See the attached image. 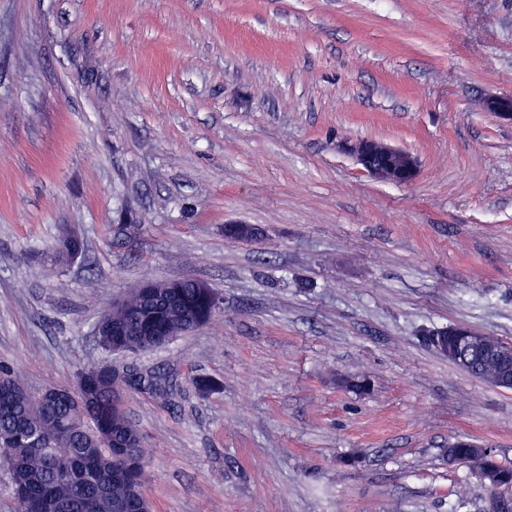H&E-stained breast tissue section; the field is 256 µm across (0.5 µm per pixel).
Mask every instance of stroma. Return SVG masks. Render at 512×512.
<instances>
[{
    "mask_svg": "<svg viewBox=\"0 0 512 512\" xmlns=\"http://www.w3.org/2000/svg\"><path fill=\"white\" fill-rule=\"evenodd\" d=\"M502 95L512 0H0V361L34 392L106 359L160 377L123 392L156 512H491L445 450L512 465V390L423 333L512 344ZM361 139L416 178L366 173ZM183 277L218 291L207 324L104 355L114 301ZM484 109L492 117L501 122L511 123L512 121V97L492 96L485 100ZM345 149L377 179L402 184L411 182L417 175L418 161L412 153L382 141L362 139L347 143ZM77 243H79L80 251L82 253L84 249V243L76 235L68 234L56 240V242L51 247V273L53 272L54 267L66 265L72 260V247ZM449 336H456L453 343H448V340L444 342L441 341V339H436L435 345L433 338H428V341L439 353L449 357L455 355L462 346H467L470 342H475L476 340V334L474 332L459 325L448 326V338Z\"/></svg>",
    "mask_w": 512,
    "mask_h": 512,
    "instance_id": "35a3bbf8",
    "label": "stroma"
}]
</instances>
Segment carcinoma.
<instances>
[{
  "label": "carcinoma",
  "instance_id": "obj_1",
  "mask_svg": "<svg viewBox=\"0 0 512 512\" xmlns=\"http://www.w3.org/2000/svg\"><path fill=\"white\" fill-rule=\"evenodd\" d=\"M84 246L74 234L52 245L51 267L66 265L73 258L72 247ZM153 297L130 293L123 302L113 304L102 317L122 321L128 335L120 337L128 351L143 349L147 336L139 335L137 318L150 312L160 314V321L172 338L189 331L188 322L195 317L207 323L215 315L209 308L207 291L195 279H182L178 287L171 281L151 282ZM455 363L482 381L495 385L498 360L473 349L462 351ZM8 389L7 400L0 399V458L9 466L12 486L30 484L37 498L56 506L53 512H137L132 505L134 492H145L151 475L145 463V451L127 458L102 445L100 435L110 432L139 437L141 430L126 412L112 408V381L104 379L97 388L96 400L85 410L78 405L81 393L68 403L52 407L42 404L40 395L24 388V383L8 364H0V388ZM34 430L43 440L41 448H27L16 439L20 428ZM451 453L458 463L480 475L492 468L503 481L512 483V467L498 464L493 455L480 454L474 443L459 439Z\"/></svg>",
  "mask_w": 512,
  "mask_h": 512
}]
</instances>
